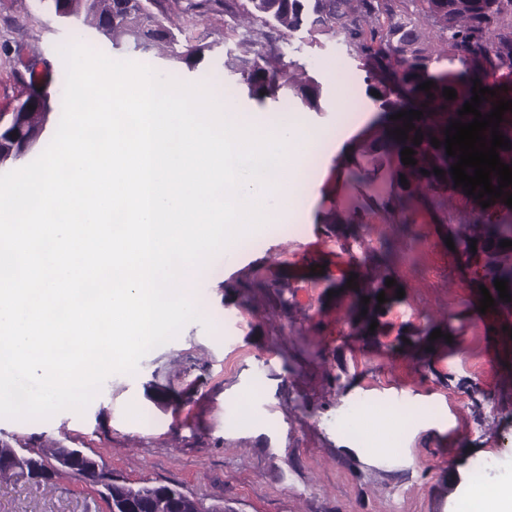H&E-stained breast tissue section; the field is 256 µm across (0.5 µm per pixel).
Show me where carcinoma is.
I'll list each match as a JSON object with an SVG mask.
<instances>
[{
	"label": "carcinoma",
	"instance_id": "obj_1",
	"mask_svg": "<svg viewBox=\"0 0 512 512\" xmlns=\"http://www.w3.org/2000/svg\"><path fill=\"white\" fill-rule=\"evenodd\" d=\"M44 2L54 14L70 12L78 22L83 17L91 19L99 35L115 50L126 46L148 53L162 46L167 60L190 71L212 51L207 43L176 34L160 10L161 0L134 4L130 0ZM184 11L197 20L222 12L233 21L230 30L237 51L226 52L224 69L251 99L262 102L286 92L302 107L320 111L322 84L307 74L296 55L324 37L340 41L357 61L367 97L379 111L387 115L403 110L423 112L421 118L412 120L414 128L407 131V139L398 140L394 133L406 124L401 118L364 148V152L392 162L393 190L387 195L385 209L397 213L405 212L416 198L427 200L437 212H448L444 189L454 184L450 171L458 158L446 153V128L471 101L474 81L487 88L490 75L512 70V0H187ZM427 81L433 82L430 91L419 89ZM36 84L37 94L23 101L27 111L0 127V154L10 155L0 159V169L17 167L40 149L43 113H51L50 119L56 120L62 111L63 92H58L53 102L48 82H39L29 74L27 86ZM446 88L455 90L457 97L446 99ZM374 91L379 96H373ZM418 131L423 139L415 145L413 138ZM433 137L442 142L440 147L431 144ZM406 147L415 151L417 164L402 162L401 151ZM435 168L444 170V175H436ZM403 177L406 186L401 184ZM457 190L473 202L467 223L454 227V237L462 254L476 260L474 280L479 284L505 280L512 295V246L500 247V242L512 241V208L504 203L503 196L484 208L481 200L466 194L462 187ZM326 227L332 234L360 238L365 227L362 211L353 208L341 216L333 212ZM387 278L382 265L370 264L352 286L348 320L359 326L366 341L386 333L385 316L400 287L398 283L386 286ZM381 292L387 298L382 304L377 300ZM365 297L369 298L367 304L363 303ZM374 321L377 327L371 332ZM437 329L442 337L430 339ZM446 334L447 327L429 323L414 343L413 355L425 356L447 344ZM179 490L174 484L133 486L123 481L113 485L112 494L135 501L140 512H174L171 495Z\"/></svg>",
	"mask_w": 512,
	"mask_h": 512
}]
</instances>
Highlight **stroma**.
Masks as SVG:
<instances>
[{
    "label": "stroma",
    "instance_id": "stroma-1",
    "mask_svg": "<svg viewBox=\"0 0 512 512\" xmlns=\"http://www.w3.org/2000/svg\"><path fill=\"white\" fill-rule=\"evenodd\" d=\"M66 27L43 0H0V112L25 97L24 62L48 74ZM162 77L198 83L209 74L224 86L237 117L273 126L278 113L241 93L215 55L195 71L151 54ZM304 62L323 86L321 111H299L321 133V150L298 185L301 207L272 210L231 259L216 255L194 292L209 307L204 320L152 349L135 374L109 376L84 413L46 420L0 419V436L35 450L80 448L122 480L181 486L227 512H454L468 471L487 457L495 477L512 476V314L479 312L460 251L446 244L465 207L439 220L424 206L410 232L386 223L376 208L390 190L387 160L337 151L380 130L372 105H357V122L340 125L338 84L358 83L355 62L336 41L307 50ZM359 169L351 180L350 169ZM366 208L364 246L343 248L326 233L333 208ZM300 225L291 233L289 225ZM393 242L389 276L405 295L386 316V336L368 344L347 324L348 300L337 283L358 273L366 248ZM445 317L452 344L419 360L402 347L425 325ZM382 403L381 429L360 448L343 429L350 405ZM418 410L401 448L389 445L390 405ZM0 512H108L96 485L64 475L47 486L15 473L0 478Z\"/></svg>",
    "mask_w": 512,
    "mask_h": 512
}]
</instances>
